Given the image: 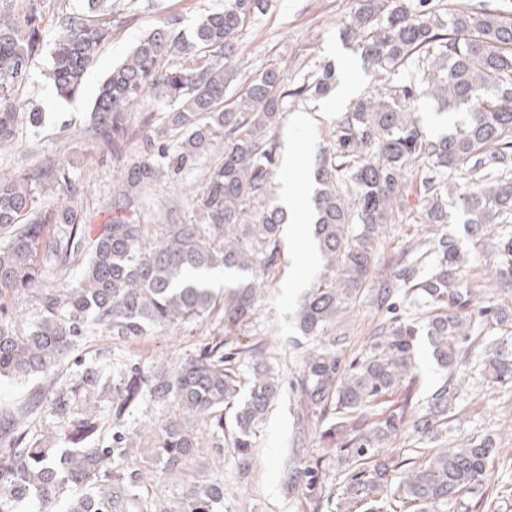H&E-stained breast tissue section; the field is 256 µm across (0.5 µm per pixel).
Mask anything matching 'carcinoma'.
Returning a JSON list of instances; mask_svg holds the SVG:
<instances>
[{
	"label": "carcinoma",
	"instance_id": "cac0c4a2",
	"mask_svg": "<svg viewBox=\"0 0 512 512\" xmlns=\"http://www.w3.org/2000/svg\"><path fill=\"white\" fill-rule=\"evenodd\" d=\"M0 11V148L14 144L26 83L42 43L41 0ZM267 7V0H227L224 10L201 16L190 35L171 18L145 33L101 83L91 110L92 135L117 147L133 106L146 93L168 103L161 123L142 136V151L123 171L112 223H82L70 205L42 207L46 184L71 185L69 170L52 159L35 172L0 176V377H47L53 395L50 434L29 435L27 419L41 394L0 417V512H224V482L189 475L183 496L152 508L139 506L145 474L175 475L199 449L200 425L221 441L224 410L233 411L232 448L243 467L252 461L258 427L279 398L282 383L263 348L248 350L241 389L235 352L216 336L179 360L141 367H85L71 383L50 376L66 364L79 340L94 332L126 341L158 328L201 318L217 296L208 274L224 271V330L251 320L260 288L257 272L276 266L286 215L264 201L278 170L275 129L290 98L323 96L335 82L332 65L296 85L281 69L255 75L233 105L224 92L238 79L232 59L238 35ZM115 0H85V8L57 21L49 78L58 98L80 91L87 68L120 21ZM129 22V19L122 20ZM373 78L420 65L421 87L389 86L355 100L336 122L331 147L316 157L317 185L310 221L323 272L297 311V335L311 342L296 386L306 411L319 415V437L348 467L336 512H462L486 495L488 462L498 452L489 436L455 443L448 410L466 375L482 331L503 339L479 356L491 385L512 386V302L476 299L480 286L463 279L466 251L441 233L401 264L395 281L368 293L387 314L359 358L347 361L331 335L341 310L371 279L381 228L397 217L405 175L424 167L418 194L428 224L448 223V184L464 179L453 198L467 233L500 224L497 276L512 281V15L484 4L443 11L436 0H361L339 29ZM427 95L460 116L454 130L433 137L414 112ZM37 124L41 114L31 111ZM201 190L192 200L196 222L163 224L153 237L128 217L144 191L178 180L207 156ZM47 224H60L48 234ZM42 251L43 262L36 259ZM86 259L69 288H45L44 266L62 271ZM37 295L38 315L24 326L7 315V297ZM425 335L444 376L420 403L415 391L416 338ZM392 394L398 398L383 406ZM145 403L172 404L177 413L158 423V444L148 465L129 463L126 424ZM108 444L100 445L106 431ZM304 416H297L294 460L285 484L301 490L321 512L323 471L308 456ZM409 438L401 460L384 452ZM476 503L467 508L462 497Z\"/></svg>",
	"mask_w": 512,
	"mask_h": 512
}]
</instances>
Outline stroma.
Segmentation results:
<instances>
[{
	"mask_svg": "<svg viewBox=\"0 0 512 512\" xmlns=\"http://www.w3.org/2000/svg\"><path fill=\"white\" fill-rule=\"evenodd\" d=\"M359 0H269L267 10L252 20L239 34L241 53L234 61L239 72V86L225 93L226 101L235 100L241 83L259 69L279 67L289 79L314 74L322 64L336 67L338 86H349L354 96L376 90L363 68L358 53L345 45L338 34L341 23L357 10ZM224 0H133L126 10V24L116 28L89 66L82 91L69 101L57 98L46 73L50 67L49 51L35 59L29 78L19 91L24 109L41 110L40 127L21 123L14 146L0 150V175L29 171L42 165L46 157L67 163L72 190L82 220L87 224H105L112 219V206L118 197L117 175L138 151L144 130L161 116L163 103L155 96H144L131 112L128 135L119 150L107 149L89 133L90 111L101 82L127 55L135 42L165 18L176 17L182 32H191L201 14L223 9ZM337 94L326 97H301L290 101L275 132L277 142L292 141L298 155L313 159L329 147L341 115ZM306 114V124H295L296 114ZM195 174L182 181H161L147 193L137 218L139 223L154 224L162 204L174 205L170 219L177 224L194 222L191 195L198 191ZM445 232L461 237L470 256L468 275L500 299L512 297L496 276L493 244L497 225H487L481 237H468L461 216H454ZM424 231L422 201L410 194L408 204L396 223L387 225L377 243L372 268L373 281L392 276L399 263L415 257V246ZM303 235L298 226L285 225L277 266L263 279L255 317L245 326L225 332L222 310L173 327L156 330L126 342H113L108 336L86 337L73 360L61 370L63 379H76L82 369L120 359L129 365L148 367L160 360H175L195 354L212 337L227 336L231 349L242 351L263 347L283 389L255 438L253 460L249 469H240L232 448L215 447L209 432L200 435V448L190 463L193 472L218 476L224 480V512H314L302 496L290 494L285 486L284 464L292 448L294 420L303 412L295 385L303 348L296 346L294 314L299 294L311 286L318 273L316 261H303ZM383 318L382 313L361 297L336 319L337 331L343 332L344 358L358 355L371 329ZM173 405L149 404L128 421L133 431V459L142 462L143 451L155 447L154 423L172 415ZM454 433L488 435L499 452L487 467L488 498L482 512H512V387L489 385L474 376L460 392L448 415Z\"/></svg>",
	"mask_w": 512,
	"mask_h": 512,
	"instance_id": "stroma-1",
	"label": "stroma"
}]
</instances>
